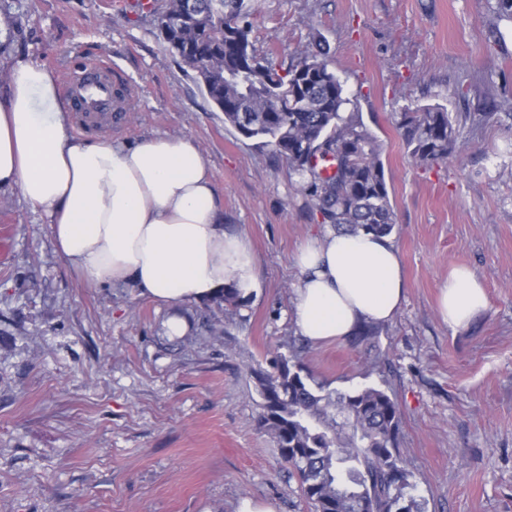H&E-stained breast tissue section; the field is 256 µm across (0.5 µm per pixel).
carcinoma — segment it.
Returning a JSON list of instances; mask_svg holds the SVG:
<instances>
[{
	"label": "carcinoma",
	"mask_w": 512,
	"mask_h": 512,
	"mask_svg": "<svg viewBox=\"0 0 512 512\" xmlns=\"http://www.w3.org/2000/svg\"><path fill=\"white\" fill-rule=\"evenodd\" d=\"M254 0H164L156 22L167 49L194 73L224 122L288 164L300 191L338 231L389 236L396 214L381 159L382 144L329 69L317 37L284 67L251 40ZM407 153L416 161L446 160L459 132L446 110L397 113ZM329 160L325 174L317 160ZM238 291L215 301L224 313L243 306ZM261 397L259 425L299 478L313 512H416L414 485L400 467V408L384 390L329 391L293 357L252 369Z\"/></svg>",
	"instance_id": "obj_1"
}]
</instances>
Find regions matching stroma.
<instances>
[{
	"label": "stroma",
	"mask_w": 512,
	"mask_h": 512,
	"mask_svg": "<svg viewBox=\"0 0 512 512\" xmlns=\"http://www.w3.org/2000/svg\"><path fill=\"white\" fill-rule=\"evenodd\" d=\"M494 0H259V53L295 60L311 37L354 111L384 145L407 289L365 341L312 343L294 323L307 238L327 232L286 162L225 126L194 73L130 0H0V84L13 59L65 78L104 59L134 90L108 139L191 138L222 205L224 229L250 243L264 283L236 319L215 305L180 310L92 286L54 249L19 191L0 192V512H311L299 481L258 426L253 368L294 354L329 389L385 390L398 403L397 453L421 512H512V21ZM499 102L496 116L473 115ZM441 105L460 149L422 164L393 118ZM456 267L489 307L448 328L439 288ZM221 320L219 332L202 316Z\"/></svg>",
	"instance_id": "stroma-1"
}]
</instances>
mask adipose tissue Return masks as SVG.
Segmentation results:
<instances>
[{
	"mask_svg": "<svg viewBox=\"0 0 512 512\" xmlns=\"http://www.w3.org/2000/svg\"><path fill=\"white\" fill-rule=\"evenodd\" d=\"M14 189L47 217L56 251L88 284L121 285L175 307L215 301L228 288L246 299L263 287L247 239L224 230L192 139L156 136L129 147L73 138L55 75L23 58L0 90V191ZM295 265V324L315 343L390 321L406 295L399 252L386 236L318 235ZM487 307L470 269L453 270L440 288L438 312L450 328Z\"/></svg>",
	"mask_w": 512,
	"mask_h": 512,
	"instance_id": "obj_1",
	"label": "adipose tissue"
}]
</instances>
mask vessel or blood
Wrapping results in <instances>:
<instances>
[{"label":"vessel or blood","instance_id":"obj_1","mask_svg":"<svg viewBox=\"0 0 512 512\" xmlns=\"http://www.w3.org/2000/svg\"><path fill=\"white\" fill-rule=\"evenodd\" d=\"M63 94L71 124L78 133L108 132L126 120V88L113 81L111 69L102 65L73 69Z\"/></svg>","mask_w":512,"mask_h":512}]
</instances>
